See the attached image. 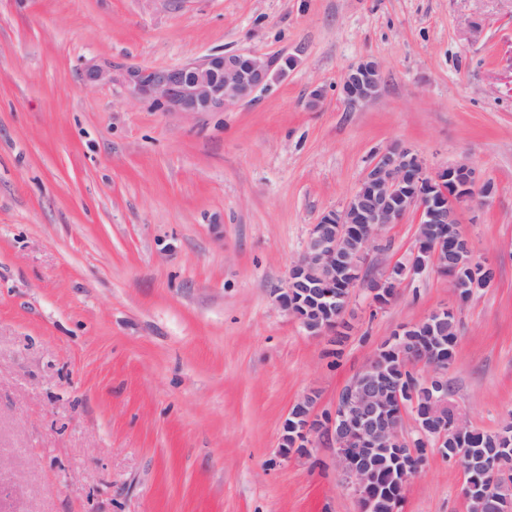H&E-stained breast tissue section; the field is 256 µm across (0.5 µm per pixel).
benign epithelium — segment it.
<instances>
[{"instance_id":"1","label":"benign epithelium","mask_w":512,"mask_h":512,"mask_svg":"<svg viewBox=\"0 0 512 512\" xmlns=\"http://www.w3.org/2000/svg\"><path fill=\"white\" fill-rule=\"evenodd\" d=\"M282 70L279 61L246 53H217L206 58L171 67L129 66L114 69L110 65L93 64L84 71L89 82L117 83L134 97L150 101L167 112H215L249 100L260 88L267 86L274 72ZM378 71L374 62L364 60L351 67L343 77L341 89L351 103L374 99L381 78L371 75ZM492 193L491 184L478 185L475 169L467 161L430 171L411 149L391 146L380 150L368 167L359 189L340 210L324 212L313 225L302 253L291 267L286 287L278 298L279 305L297 317L315 336L336 335V329L349 328L346 314L351 299L329 317L317 322L292 297L302 280L311 276L321 281L325 297H332L336 287V266L348 269L344 288L355 295L364 289L373 307L384 309L395 297L385 293L380 285H398L405 275L421 273L426 265L450 278L460 298H470L475 292L488 288L492 280L481 283L467 279L463 270L483 268L466 236H461L468 251L467 266L448 264V234H437L430 239L417 235V249L409 264H395L381 273L366 274L371 249L379 245L382 231L390 224H398L414 212L418 224H434L446 210L483 201ZM354 233L362 247L354 254L342 251V242ZM416 324H405L396 330V339L390 341L393 353L401 364L400 371L418 374L415 388L393 387L392 399L403 408V397L414 396V389L431 391L428 406L416 415L419 435L433 436L431 445L443 458H451L459 467L466 465L464 453L448 456L443 447L450 430H464L469 423L459 415L448 399V391L440 385L448 382V365L429 353L406 345ZM381 346L364 366L341 389L333 410L317 415L309 407L301 414L292 415L296 422L290 446L309 453L315 442L325 440L334 448L338 471L343 486L357 499L360 512H371L369 486L371 472L359 464V455L366 448L380 443L413 447V440L403 436L402 420L397 414L384 410L386 400L379 397L375 376L383 362Z\"/></svg>"}]
</instances>
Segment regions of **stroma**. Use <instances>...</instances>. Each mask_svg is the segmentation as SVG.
Segmentation results:
<instances>
[{"label":"stroma","instance_id":"stroma-1","mask_svg":"<svg viewBox=\"0 0 512 512\" xmlns=\"http://www.w3.org/2000/svg\"><path fill=\"white\" fill-rule=\"evenodd\" d=\"M290 59L221 112H167L84 68L213 53ZM364 59L377 97L348 103ZM321 101H313L315 89ZM403 144L468 160L486 202L460 229L495 281L470 300L425 269L388 307L351 302L340 347L277 297L309 230ZM416 214L383 232L407 262ZM458 321L448 370L468 422L512 418V0H0V512H359L332 448L283 425L401 325ZM433 456L400 512H467ZM372 71L380 74L374 62L364 60L344 74L341 89L347 101L363 103L369 102L377 96L381 85V76H372Z\"/></svg>","mask_w":512,"mask_h":512}]
</instances>
